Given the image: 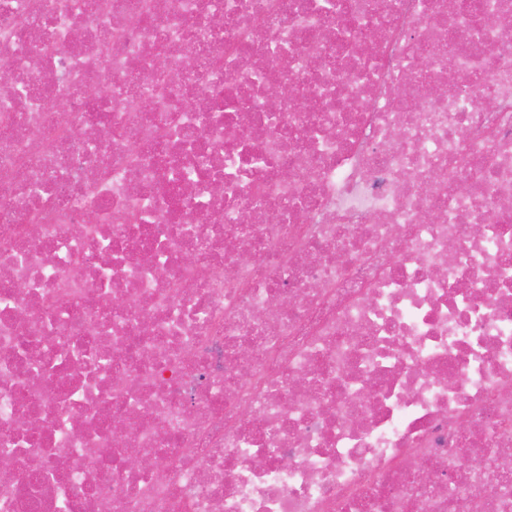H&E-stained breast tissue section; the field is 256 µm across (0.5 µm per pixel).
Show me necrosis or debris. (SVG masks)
Segmentation results:
<instances>
[{
	"instance_id": "necrosis-or-debris-1",
	"label": "necrosis or debris",
	"mask_w": 512,
	"mask_h": 512,
	"mask_svg": "<svg viewBox=\"0 0 512 512\" xmlns=\"http://www.w3.org/2000/svg\"><path fill=\"white\" fill-rule=\"evenodd\" d=\"M1 69L0 512H512V0H0Z\"/></svg>"
}]
</instances>
